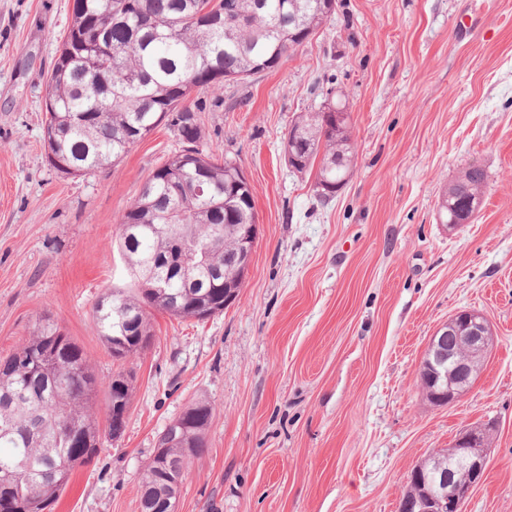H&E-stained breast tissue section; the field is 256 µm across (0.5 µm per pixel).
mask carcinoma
Listing matches in <instances>:
<instances>
[{
	"mask_svg": "<svg viewBox=\"0 0 512 512\" xmlns=\"http://www.w3.org/2000/svg\"><path fill=\"white\" fill-rule=\"evenodd\" d=\"M209 0H74L71 25L47 84L44 140L55 160L91 174L120 161L162 121L187 144L156 168L120 216L118 248L141 282L114 288L94 307L99 338L125 359L142 353L153 338L154 311L176 319L204 320L224 312V287L242 288L232 264L239 253L238 224L255 223L250 188L236 167L218 163L197 147L201 111L195 91L237 82L276 68L328 21L323 0H239L230 23L206 24L200 7ZM293 127L300 142L284 138L288 165L314 176L318 201L328 187L352 176L356 151L349 126L320 112H305ZM206 171L197 192V170ZM486 171L471 165L448 183L452 207L443 223L471 222L467 199L483 198ZM184 241L198 245L183 264ZM104 390L107 433L112 402L128 406L133 377L98 379L83 349L48 318L33 336L0 359V512H46L73 470L88 463L101 440L96 398ZM212 406L189 404L180 415L191 448L177 440L158 449L145 465L142 512H170L187 461L207 448ZM430 475L448 468V452L421 463Z\"/></svg>",
	"mask_w": 512,
	"mask_h": 512,
	"instance_id": "obj_1",
	"label": "carcinoma"
}]
</instances>
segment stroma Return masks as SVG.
<instances>
[{"label": "stroma", "instance_id": "stroma-1", "mask_svg": "<svg viewBox=\"0 0 512 512\" xmlns=\"http://www.w3.org/2000/svg\"><path fill=\"white\" fill-rule=\"evenodd\" d=\"M74 0H0V358L39 319L97 377L133 372L120 439H102L53 512H141L159 434L212 406L205 453L175 512H398L414 467L465 427L493 426L465 512H512V0H339L275 69L198 92L203 152L237 163L259 238L236 301L204 321L158 313L140 355L113 359L93 308L130 284L118 217L183 144L160 124L86 176L49 166L46 74ZM334 91L350 112L353 176L327 204L284 138ZM487 173L476 220L448 230L442 190ZM483 313L495 345L452 405L422 394L437 328Z\"/></svg>", "mask_w": 512, "mask_h": 512}]
</instances>
